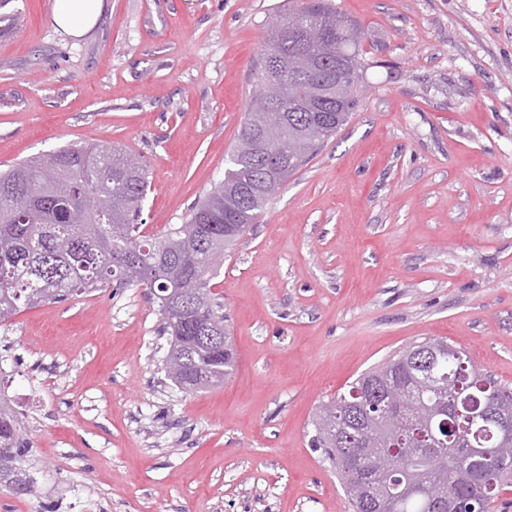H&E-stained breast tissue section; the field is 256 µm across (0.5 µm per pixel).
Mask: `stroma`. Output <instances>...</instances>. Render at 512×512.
<instances>
[{
    "instance_id": "35a3bbf8",
    "label": "stroma",
    "mask_w": 512,
    "mask_h": 512,
    "mask_svg": "<svg viewBox=\"0 0 512 512\" xmlns=\"http://www.w3.org/2000/svg\"><path fill=\"white\" fill-rule=\"evenodd\" d=\"M363 33L350 121L274 194L212 291L236 365L168 379L156 299L110 288L0 322V394L36 495L0 512H350L317 407L443 338L512 387V0H332ZM300 0H0V171L108 143L147 172L142 233L224 176L276 14ZM103 0H55L53 20L62 31L81 37L97 22Z\"/></svg>"
}]
</instances>
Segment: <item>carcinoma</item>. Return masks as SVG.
I'll use <instances>...</instances> for the list:
<instances>
[{
  "mask_svg": "<svg viewBox=\"0 0 512 512\" xmlns=\"http://www.w3.org/2000/svg\"><path fill=\"white\" fill-rule=\"evenodd\" d=\"M282 19L319 24L329 39L310 45L300 30L271 32L255 81L260 91L268 92L273 111L248 113L224 180L192 207L186 223L143 238L136 218L146 195L145 169L107 143L64 146L0 173V322L22 308L112 286L152 288L163 332L170 336L167 356L181 360L168 378L186 393L224 384L236 358L223 337L209 334L225 321L223 304L211 290L215 267L210 255L231 252L270 197L348 122L364 79L361 31L348 16L326 0H303ZM281 112L288 113V127L278 132L271 147L255 152L259 130L277 123ZM47 159L58 165L66 190L63 200L37 196L40 166ZM186 275L198 281L197 295H173L174 280ZM407 352L405 348L363 372L351 388L369 378L382 396L394 386L403 393L409 415L445 404L459 393L512 406V388L478 370L464 351L436 362L443 382L435 390L424 388ZM350 400L347 393L320 406L313 441L336 470L353 512H375L374 502L360 491L420 478L431 483L434 497L404 496L399 512H448L454 507L485 512L482 489L512 484V448L482 462L480 482L470 484L457 479L472 466L465 448H458L457 463L450 468L440 457L423 456L418 439L395 437L382 419L350 440L337 441L332 423L336 414H345L344 403ZM446 419L443 414L433 420L427 443L473 440L462 421L448 426ZM21 425L18 413L0 403V431L13 434V444L0 445V489L15 498L34 494L28 449L18 444Z\"/></svg>",
  "mask_w": 512,
  "mask_h": 512,
  "instance_id": "obj_1",
  "label": "carcinoma"
}]
</instances>
